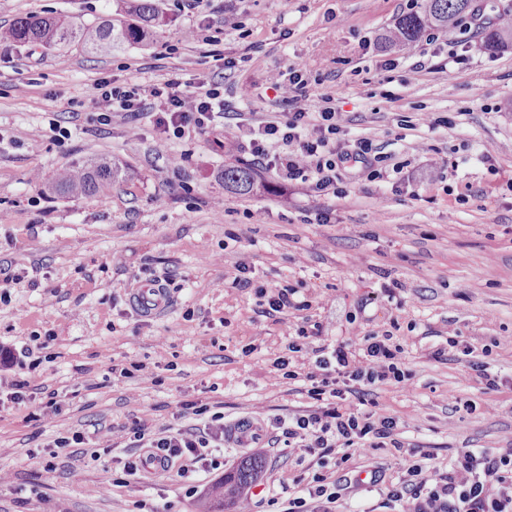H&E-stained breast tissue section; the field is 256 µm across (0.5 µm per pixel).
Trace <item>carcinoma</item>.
Returning a JSON list of instances; mask_svg holds the SVG:
<instances>
[{"label":"carcinoma","instance_id":"cac0c4a2","mask_svg":"<svg viewBox=\"0 0 512 512\" xmlns=\"http://www.w3.org/2000/svg\"><path fill=\"white\" fill-rule=\"evenodd\" d=\"M128 2V18L105 19L92 27L80 26L65 17L21 16L0 30V40L24 45L81 44L106 51L125 44L144 45L169 24L170 19L157 0ZM470 4L471 0H422L419 11L401 16L384 35V45L392 48L412 44L428 28L446 31L461 27L476 15ZM509 39L512 40V25L500 22L485 32L484 46L495 50ZM256 177L257 173L248 165L226 167L221 174L224 189L240 195L258 189ZM120 178L122 170L112 162L89 158L57 172L54 187L68 195H104ZM262 465L261 458H251L214 482L206 492L204 512H226L229 506L236 504L258 480Z\"/></svg>","mask_w":512,"mask_h":512}]
</instances>
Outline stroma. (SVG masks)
Listing matches in <instances>:
<instances>
[{"instance_id":"obj_1","label":"stroma","mask_w":512,"mask_h":512,"mask_svg":"<svg viewBox=\"0 0 512 512\" xmlns=\"http://www.w3.org/2000/svg\"><path fill=\"white\" fill-rule=\"evenodd\" d=\"M408 2L160 0L170 25L146 46L0 42V270L13 278L0 296V512H200L207 488L256 454L264 470L234 512H285L288 476L311 458L280 441L277 422L318 403L302 357L290 379L273 363L305 335L357 349L386 334L403 350V381L368 386L364 399L398 420L404 448L328 462L337 512H390L388 489L410 465L445 472L462 449L512 448V43L490 51L479 35L512 0H480L481 18L460 34L464 64L424 40L383 48ZM125 6L0 0V24L38 15L93 26ZM291 64L314 110L343 112L337 144L372 140L384 178L350 162L335 191L317 194L253 162L260 190L225 192L224 167L252 162L253 127L286 112L268 76ZM173 75L220 83L229 110L163 153L151 110L105 122L91 101L105 79ZM90 157L119 163L124 178L104 196L56 193L55 172ZM148 281L168 291L158 318L129 305ZM286 286L306 307L280 322L267 299ZM454 340L473 346L498 390H483ZM184 403L228 424L264 420L267 432L251 448L224 445L218 470L124 476L134 422L201 427Z\"/></svg>"}]
</instances>
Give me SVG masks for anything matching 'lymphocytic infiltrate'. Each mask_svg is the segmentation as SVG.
Instances as JSON below:
<instances>
[{
    "label": "lymphocytic infiltrate",
    "mask_w": 512,
    "mask_h": 512,
    "mask_svg": "<svg viewBox=\"0 0 512 512\" xmlns=\"http://www.w3.org/2000/svg\"><path fill=\"white\" fill-rule=\"evenodd\" d=\"M270 81L279 91L288 110L277 121L259 126L249 141L248 149L257 161L283 168L289 179L307 182L313 192L330 190L336 182L339 164L355 161L372 163L374 152L370 140H356L348 149L336 145L343 127L344 115L336 108L325 107L311 114L307 81L302 70L290 68L271 73ZM153 101L155 124L160 131L157 149H165L170 136H181L188 130L202 131L225 110L224 92L219 84L191 85L175 79L144 87L138 84L106 80L96 84L92 101L104 115L115 112L142 111L146 101ZM286 145L281 154L271 153L270 141ZM314 369L307 378L316 397H328L327 406L281 424L285 443L300 439L308 452L325 458L337 450L356 451L364 447L384 448L397 442L398 422L392 417L374 413H358L346 403L350 385H372L396 373L400 350L375 336L365 339L363 348L347 349L339 345H316L311 349ZM193 415H209L204 430L187 433L163 427L150 441V457L162 468L172 467L179 459L205 463L217 468L221 462L212 452L214 443L222 440V413H207L196 407ZM293 485L299 497L288 502L287 512H333L336 495L324 476L296 475ZM392 512H512V448L502 452L462 450L448 474L434 467L413 466L407 480L392 486L387 494Z\"/></svg>",
    "instance_id": "obj_1"
}]
</instances>
